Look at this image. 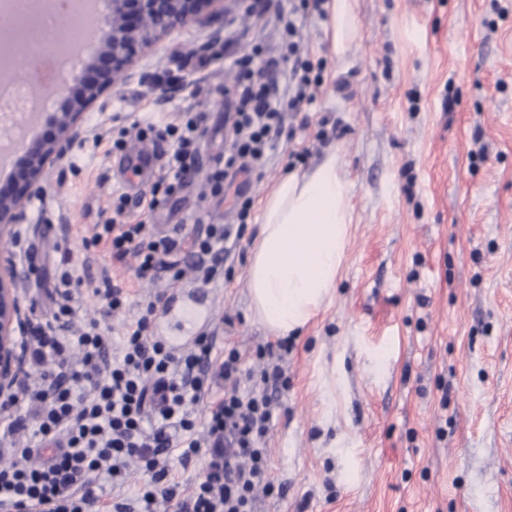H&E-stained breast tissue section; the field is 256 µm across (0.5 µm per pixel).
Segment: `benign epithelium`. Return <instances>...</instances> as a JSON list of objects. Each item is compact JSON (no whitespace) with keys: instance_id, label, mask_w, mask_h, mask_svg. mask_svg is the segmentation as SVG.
I'll return each mask as SVG.
<instances>
[{"instance_id":"7a95c632","label":"benign epithelium","mask_w":512,"mask_h":512,"mask_svg":"<svg viewBox=\"0 0 512 512\" xmlns=\"http://www.w3.org/2000/svg\"><path fill=\"white\" fill-rule=\"evenodd\" d=\"M227 2L248 13L255 11L256 0H108L92 48L80 59L82 76L76 89L37 73L25 77L33 100L25 98L20 106L25 109L32 104L29 118L37 115L39 99L54 98L58 106L50 116L51 135L16 139L22 155L10 182L0 186L1 238L13 236L15 226L24 223L28 205L43 191L49 170L91 136L85 124L86 110L106 111L112 86L123 79L161 88L158 73L136 70L138 54L171 32L188 27L211 29L208 46L223 44L224 29L213 24L224 15ZM35 29L36 20L31 18L18 28L1 30L0 59L9 61L10 48ZM27 278L28 271L18 265L15 253L0 250V399L14 394L21 382L17 330L26 315L22 289Z\"/></svg>"}]
</instances>
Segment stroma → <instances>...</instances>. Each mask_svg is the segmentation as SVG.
I'll use <instances>...</instances> for the list:
<instances>
[{"label": "stroma", "mask_w": 512, "mask_h": 512, "mask_svg": "<svg viewBox=\"0 0 512 512\" xmlns=\"http://www.w3.org/2000/svg\"><path fill=\"white\" fill-rule=\"evenodd\" d=\"M356 32L332 49L328 21L302 41L325 61L314 104L286 115L280 140L248 192L255 199L224 282L157 280L177 299L220 302L215 354L237 348L258 369V348L278 344L255 316L247 270L263 203L308 148L296 172L337 154L348 186L349 236L330 301L288 335L266 438L271 476L285 497L254 512H512V0H353ZM206 33H170L138 68L178 71L165 95L118 82L107 114L88 110L101 145L86 141L48 174L8 238L30 271L28 317L50 321L64 270L82 283L79 319L120 338L137 305L107 313L102 276L135 284L133 266L83 242L112 216L125 187L113 125L180 112L208 113L199 159L223 152L236 101L230 73L193 64ZM340 136H333V128ZM328 138L317 139L319 129ZM194 180L159 207L152 224H183L185 238L230 224L227 201L202 198ZM199 211L201 223L189 221Z\"/></svg>", "instance_id": "obj_1"}]
</instances>
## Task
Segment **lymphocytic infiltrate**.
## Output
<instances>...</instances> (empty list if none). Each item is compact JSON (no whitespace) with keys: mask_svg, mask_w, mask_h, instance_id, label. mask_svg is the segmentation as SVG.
<instances>
[{"mask_svg":"<svg viewBox=\"0 0 512 512\" xmlns=\"http://www.w3.org/2000/svg\"><path fill=\"white\" fill-rule=\"evenodd\" d=\"M325 2L273 5L278 55H266L259 44L238 54L227 42L198 62L202 70L222 63L234 72L239 108L232 141L210 166L207 186L215 197L233 193L239 223L250 218L254 199L233 189L235 178L265 167L285 132L286 112L312 103L322 83L324 63L312 60L298 32L309 17H326ZM206 122V113L187 112L175 123L139 127V137L173 148L163 151L160 176L137 207L154 213L189 183ZM233 232V225L211 224L187 242L142 221L110 219L86 245H108L113 260L133 262L140 283L150 284L164 272L182 278L173 256L187 242L197 280L210 284L224 278ZM59 285L51 322L20 327L21 397L0 401V512H158L162 505L175 512H252L258 493L285 496L286 487L270 478L263 446L272 397L242 391L237 349L214 356L208 332L179 351L154 338L156 296L141 304L124 328L119 356H112V338L98 321L76 322L77 282L70 271L62 272ZM199 457L205 460L201 478L189 487L175 481V467ZM132 478L137 484L129 492ZM107 481L114 488L109 498Z\"/></svg>","mask_w":512,"mask_h":512,"instance_id":"1","label":"lymphocytic infiltrate"}]
</instances>
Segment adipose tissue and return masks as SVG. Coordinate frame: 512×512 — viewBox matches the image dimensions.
Listing matches in <instances>:
<instances>
[{"mask_svg":"<svg viewBox=\"0 0 512 512\" xmlns=\"http://www.w3.org/2000/svg\"><path fill=\"white\" fill-rule=\"evenodd\" d=\"M336 156L285 176L265 201L248 268L258 319L278 335L304 327L329 296L351 217Z\"/></svg>","mask_w":512,"mask_h":512,"instance_id":"ef3b65f1","label":"adipose tissue"}]
</instances>
